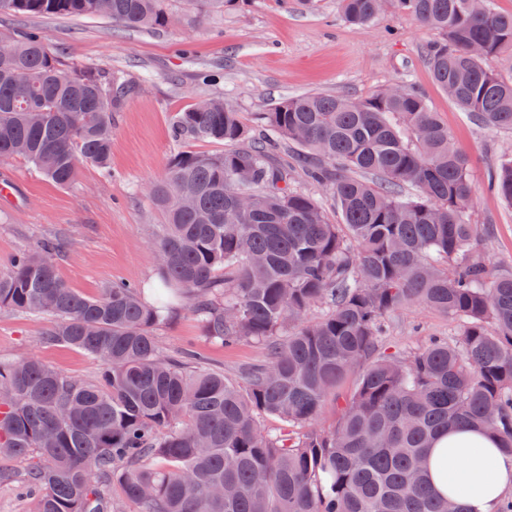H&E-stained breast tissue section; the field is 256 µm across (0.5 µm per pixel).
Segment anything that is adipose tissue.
<instances>
[{
    "instance_id": "1",
    "label": "adipose tissue",
    "mask_w": 512,
    "mask_h": 512,
    "mask_svg": "<svg viewBox=\"0 0 512 512\" xmlns=\"http://www.w3.org/2000/svg\"><path fill=\"white\" fill-rule=\"evenodd\" d=\"M427 468L431 488L455 495L470 512H496L501 499L512 492V463L502 456L495 438L469 426L438 436Z\"/></svg>"
}]
</instances>
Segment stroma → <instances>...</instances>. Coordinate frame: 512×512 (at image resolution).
Listing matches in <instances>:
<instances>
[{
    "label": "stroma",
    "instance_id": "stroma-1",
    "mask_svg": "<svg viewBox=\"0 0 512 512\" xmlns=\"http://www.w3.org/2000/svg\"><path fill=\"white\" fill-rule=\"evenodd\" d=\"M171 25L128 29L110 19L0 13V33L46 37L63 68L116 76L131 88L112 122L111 178L81 164L74 181L59 186L20 158L0 161V274L19 252L57 238L65 283L83 295L100 296L115 283L138 287L157 280L152 244L162 221L145 188L159 180L181 151L223 152L211 140H175L176 112L220 95L248 126L282 99L309 93L358 98L392 83L421 92L457 145L466 152L476 190L473 223L486 234L481 253L502 272H512V206L487 189L491 173L512 154V132L474 121L434 82L425 52L438 37L408 13L388 12L368 26L344 21L338 0H233L224 12L203 15L182 0H166ZM50 317L0 311V359L30 354L66 376L94 379L97 360L66 346L42 344ZM458 321L419 306L391 314L383 348L406 354L435 336L453 337ZM155 334L162 350H194L200 368L244 382L259 363L260 345L222 347L205 338L199 319L179 309Z\"/></svg>",
    "mask_w": 512,
    "mask_h": 512
}]
</instances>
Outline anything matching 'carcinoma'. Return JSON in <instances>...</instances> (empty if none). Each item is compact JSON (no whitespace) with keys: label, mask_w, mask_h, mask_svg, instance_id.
Instances as JSON below:
<instances>
[{"label":"carcinoma","mask_w":512,"mask_h":512,"mask_svg":"<svg viewBox=\"0 0 512 512\" xmlns=\"http://www.w3.org/2000/svg\"><path fill=\"white\" fill-rule=\"evenodd\" d=\"M229 2L184 0L204 12ZM339 5L353 25L393 10L435 30L436 84L475 121L512 131V80L487 66L512 50V14L494 0ZM3 10L135 29L171 22L165 0H0ZM126 95L103 73L61 69L39 35H0V159L22 158L59 186L81 163L109 170ZM258 121L255 136L222 98L173 116L175 139L228 149L177 154L151 185L164 219L156 303L130 284L96 298L69 287L56 238L0 274V310L53 316L41 342L100 365L87 382L34 356L0 360V458L29 462L37 512H123L104 491L111 483L141 512H467L426 481L437 432L479 427L512 456V273L480 255L468 159L448 127L408 85L286 98ZM280 139L299 148L295 166L340 222L292 187ZM487 188L512 205V158ZM175 300L210 341L263 346L245 387L163 354L154 328ZM317 304L327 313L307 319ZM414 305L463 329L406 356L382 351L387 317ZM331 397L342 399L336 423L318 427ZM262 414L286 430L264 432Z\"/></svg>","instance_id":"cac0c4a2"}]
</instances>
